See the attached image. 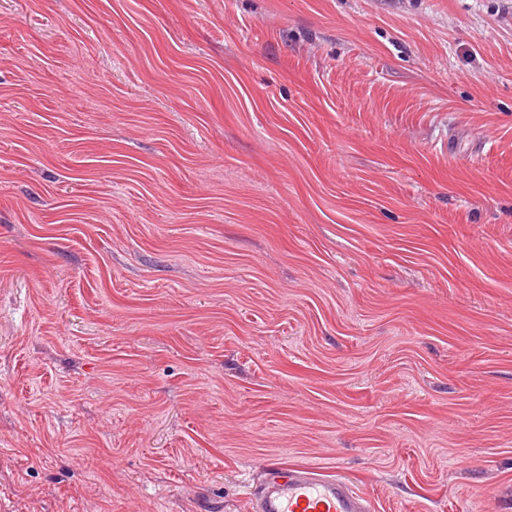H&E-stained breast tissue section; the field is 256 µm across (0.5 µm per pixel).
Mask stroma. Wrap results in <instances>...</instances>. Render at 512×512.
Returning a JSON list of instances; mask_svg holds the SVG:
<instances>
[{"label":"stroma","mask_w":512,"mask_h":512,"mask_svg":"<svg viewBox=\"0 0 512 512\" xmlns=\"http://www.w3.org/2000/svg\"><path fill=\"white\" fill-rule=\"evenodd\" d=\"M512 512V0H0V512ZM254 512H372L370 500L343 479L312 466L276 467L253 493Z\"/></svg>","instance_id":"stroma-1"}]
</instances>
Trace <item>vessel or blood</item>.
<instances>
[{"label":"vessel or blood","instance_id":"obj_1","mask_svg":"<svg viewBox=\"0 0 512 512\" xmlns=\"http://www.w3.org/2000/svg\"><path fill=\"white\" fill-rule=\"evenodd\" d=\"M253 512H372L370 500L343 479L312 466L276 468L253 493Z\"/></svg>","mask_w":512,"mask_h":512}]
</instances>
